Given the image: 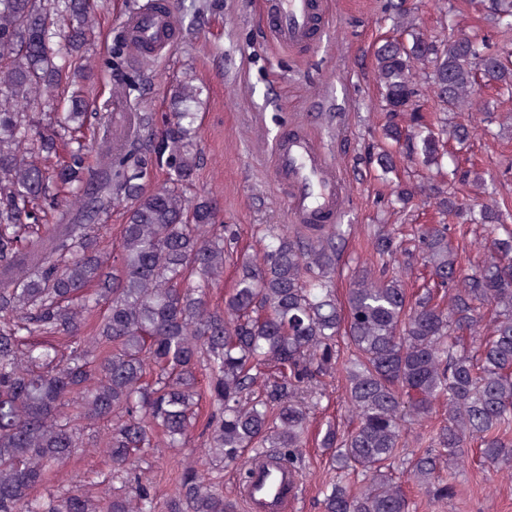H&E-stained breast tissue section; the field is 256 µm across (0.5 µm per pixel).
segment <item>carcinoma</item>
Listing matches in <instances>:
<instances>
[{
  "label": "carcinoma",
  "instance_id": "obj_1",
  "mask_svg": "<svg viewBox=\"0 0 512 512\" xmlns=\"http://www.w3.org/2000/svg\"><path fill=\"white\" fill-rule=\"evenodd\" d=\"M501 50L483 53L453 15L440 36L391 3L392 29L373 51L391 149L369 157L386 174L394 154L426 167L454 161L448 187L396 185L397 201L423 194L437 216L408 241L375 226L378 262L353 272L337 295L348 233L338 224L259 226L260 260L233 262L235 240L213 201L190 200L201 156L198 113H127L117 131L112 101L86 90L88 50L100 37L98 0H0V512H238L193 461L169 492L158 448L199 450L245 465L265 448L293 464L306 448L310 413L339 376L347 424L318 445L343 478L323 490L322 512H410L396 473L433 502L455 494L444 465L476 450L512 470V211L493 198L491 175L463 155L474 130L446 115L485 87L512 100V0H480ZM103 65L116 97L139 90L123 55ZM427 72L436 110L410 112L414 70ZM202 89L172 85L181 103ZM65 99L41 122L34 109ZM465 189L491 228L486 258L461 265L448 236L466 239ZM121 208L115 246L102 230ZM419 261L422 284L396 270ZM446 417L432 422L439 407ZM425 424L419 446L408 429ZM101 448L66 488L57 469Z\"/></svg>",
  "mask_w": 512,
  "mask_h": 512
}]
</instances>
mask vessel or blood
Listing matches in <instances>:
<instances>
[{
    "label": "vessel or blood",
    "instance_id": "b4317fda",
    "mask_svg": "<svg viewBox=\"0 0 512 512\" xmlns=\"http://www.w3.org/2000/svg\"><path fill=\"white\" fill-rule=\"evenodd\" d=\"M263 23L270 40L281 48L309 44L325 17L323 0H262ZM124 28L137 45L154 53L170 49L177 30L171 13L143 10L129 15ZM276 180L287 189L288 212L294 223L337 222L347 195V182L310 135L283 136L274 152ZM240 495L247 512H296L301 499L300 476L274 458L250 466Z\"/></svg>",
    "mask_w": 512,
    "mask_h": 512
}]
</instances>
